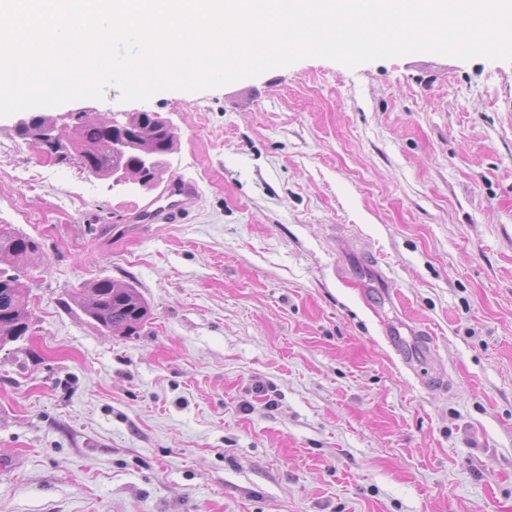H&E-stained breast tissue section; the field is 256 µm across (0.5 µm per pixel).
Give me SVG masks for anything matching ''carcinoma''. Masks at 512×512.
Segmentation results:
<instances>
[{"label": "carcinoma", "mask_w": 512, "mask_h": 512, "mask_svg": "<svg viewBox=\"0 0 512 512\" xmlns=\"http://www.w3.org/2000/svg\"><path fill=\"white\" fill-rule=\"evenodd\" d=\"M80 132L66 142L49 143L58 162H75L89 173L112 179L124 170L127 178L160 184L167 171V156L178 137L167 130L155 112H136L123 127L76 121ZM40 255V245L11 224H0V348L30 335L32 309L29 289L20 283V272ZM86 314L98 325L127 336L139 334L150 318V308L140 292L110 278L95 279L82 288Z\"/></svg>", "instance_id": "carcinoma-1"}]
</instances>
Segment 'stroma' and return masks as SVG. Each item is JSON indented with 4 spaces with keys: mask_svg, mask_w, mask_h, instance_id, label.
<instances>
[{
    "mask_svg": "<svg viewBox=\"0 0 512 512\" xmlns=\"http://www.w3.org/2000/svg\"><path fill=\"white\" fill-rule=\"evenodd\" d=\"M156 112L155 191L54 161L0 118V224L41 246L0 349V512H512V61L307 58ZM135 287L139 335L81 306ZM415 322L404 362L383 323ZM196 189L193 183L172 178L160 189L155 199L130 217V224H170L194 201ZM81 295L86 314L108 331L134 336L150 318L147 301L131 285L100 278L85 284Z\"/></svg>",
    "mask_w": 512,
    "mask_h": 512,
    "instance_id": "obj_1",
    "label": "stroma"
}]
</instances>
